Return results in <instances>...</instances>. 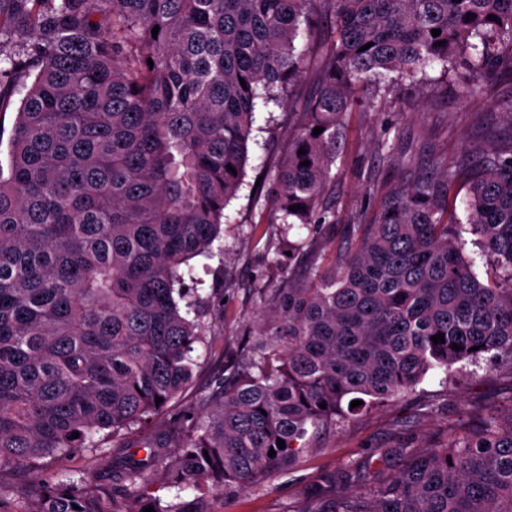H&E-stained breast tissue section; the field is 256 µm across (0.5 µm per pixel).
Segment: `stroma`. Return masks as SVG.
<instances>
[{"label": "stroma", "instance_id": "1", "mask_svg": "<svg viewBox=\"0 0 512 512\" xmlns=\"http://www.w3.org/2000/svg\"><path fill=\"white\" fill-rule=\"evenodd\" d=\"M512 79L503 78L488 95L462 96L456 80L443 79L416 94L408 89L388 96L379 111L355 112L333 167L334 180L325 198L335 221L284 231L273 183L292 130L281 109L271 105L255 114L243 185L224 210V232L213 244L212 257L193 260L185 276L190 294L206 298L204 318L208 345L197 346L193 380L168 410L138 427L127 445H104L93 452L51 461L45 474L62 481L93 476L121 483L133 462L141 459V442L164 445L176 428L191 427L200 413L199 394L214 386L225 369L241 365L274 330L272 316L283 288L303 282L310 266L330 268L344 247L353 223H369L391 187L425 175L440 156L455 162L463 151L479 154L506 146L512 125ZM395 145L412 156V167L389 164L382 149ZM279 263L278 270L267 267ZM463 385L443 384L427 376L414 394L390 400L376 410L359 411L336 427L315 434L296 464L268 475L248 488L235 485L208 494L200 512H300L320 490L335 486L353 493L374 476L381 461H393L395 449L431 448L461 430L462 412L512 395V364L480 362L467 366Z\"/></svg>", "mask_w": 512, "mask_h": 512}]
</instances>
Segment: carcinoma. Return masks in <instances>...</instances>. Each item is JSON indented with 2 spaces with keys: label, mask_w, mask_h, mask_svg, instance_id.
<instances>
[{
  "label": "carcinoma",
  "mask_w": 512,
  "mask_h": 512,
  "mask_svg": "<svg viewBox=\"0 0 512 512\" xmlns=\"http://www.w3.org/2000/svg\"><path fill=\"white\" fill-rule=\"evenodd\" d=\"M317 16L334 20L322 43ZM431 65L462 76L465 94L512 76V0H0V112L19 97L0 166V471L115 446L188 386L206 336L184 270L221 235L259 107L299 116L276 177L285 230L329 224L346 117L426 83ZM464 169L463 225L448 220V185ZM466 232L502 278L479 279ZM349 245L331 272L283 290L281 326L201 397L171 466L147 444L127 486L47 483L22 510L0 485V512H185L145 494L153 472L179 494L246 488L295 463L310 430L433 371L446 383L512 363V145L453 167L435 158ZM405 455L393 476L305 512H512V396Z\"/></svg>",
  "instance_id": "obj_1"
}]
</instances>
